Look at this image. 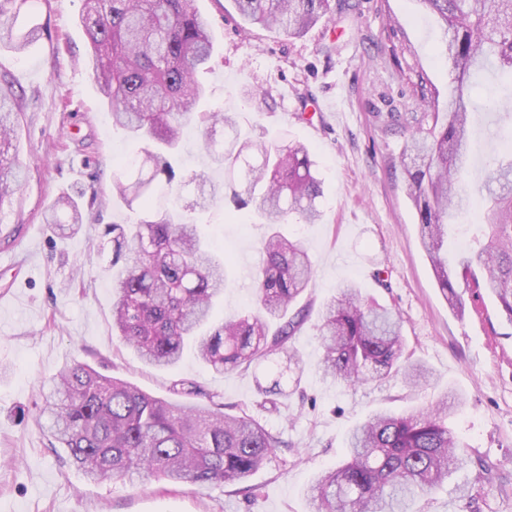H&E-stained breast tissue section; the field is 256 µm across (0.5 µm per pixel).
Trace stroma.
<instances>
[{
    "instance_id": "stroma-1",
    "label": "stroma",
    "mask_w": 512,
    "mask_h": 512,
    "mask_svg": "<svg viewBox=\"0 0 512 512\" xmlns=\"http://www.w3.org/2000/svg\"><path fill=\"white\" fill-rule=\"evenodd\" d=\"M196 7L214 38L211 67L199 76L203 108L231 113L239 129L265 142L304 144L319 163L320 221L282 227L303 243L314 267L302 296L309 317L289 343L300 380L286 382L277 410L269 411L260 388L286 365L285 355L221 374L191 347L159 369L119 343L110 227L133 215L105 199L135 143L113 126L85 65L83 0H39L41 40L21 55L0 51V81L23 105L16 149L22 186L0 205V512H309L305 490L344 460L349 429L371 412L405 413L449 390L463 400L449 425L473 463L418 498L417 512H512V322L482 288L465 289L463 311L448 304L400 175L403 139L376 118L416 110L418 75L447 94L434 21L417 0H358L353 12L289 37L246 26L232 0H196ZM470 93V165L459 189L474 196L489 157L512 140V116L502 111L512 104V86L488 68ZM489 97L500 111H483ZM176 171L227 177L194 128L184 135ZM64 194L82 213L72 233L43 221ZM196 219L231 280L214 318L238 316L254 304L249 273L262 260L268 227L252 207L234 211L220 200ZM347 281L400 314L407 350L431 372L427 382L412 388L394 376L348 388L323 376L319 311ZM76 363L159 397L173 382L194 383L217 395L226 413L253 416L285 445L234 486L90 481L36 420L43 388Z\"/></svg>"
}]
</instances>
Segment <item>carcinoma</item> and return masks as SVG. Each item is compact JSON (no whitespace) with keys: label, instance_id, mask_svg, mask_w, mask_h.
<instances>
[{"label":"carcinoma","instance_id":"cac0c4a2","mask_svg":"<svg viewBox=\"0 0 512 512\" xmlns=\"http://www.w3.org/2000/svg\"><path fill=\"white\" fill-rule=\"evenodd\" d=\"M35 0H0V50L23 53L43 28L19 22ZM194 0H84L80 22L90 45L86 65L112 112V123L144 143L113 175L112 198L136 214L132 228L112 225V264L125 261L112 283V328L121 343L156 367L167 368L194 343L217 372L259 364L288 349L305 321L295 308L314 275L308 253L277 225L320 219L318 164L303 145L267 144L239 135L220 111L197 112L206 89L213 40ZM243 21L301 36L347 0H233ZM443 27L442 57L451 82L448 105L419 77V112H379L385 126L407 134L401 158L407 196L419 216L420 240L449 305L464 308L466 286L488 290L512 321V150L494 158L489 181L472 200L456 190L468 158L471 113L463 85L488 60L512 82V0H419ZM22 105L0 87V206L19 188L14 135ZM198 123L205 149L227 170V183L209 184L176 173L167 155L184 128ZM198 184L199 198L183 210L154 203ZM226 196L237 208L254 205L269 231L262 264L251 275L257 310L209 326L227 286L224 260L200 239L189 213ZM484 212L477 245L461 258L448 252V228L470 206ZM45 221L60 231L82 223L71 198L55 200ZM324 376L351 387L403 375L417 386L429 377L405 351L398 315L368 301L353 283L341 287L321 314ZM170 398L104 375L87 364L55 377L38 417L43 431L66 449L93 481L138 477L173 485H235L262 468L284 445L252 416L229 415L217 403L189 404L197 387L171 386ZM448 396L406 414L377 411L354 426L346 460L308 489L311 512H411L416 498L443 485L470 463L448 427Z\"/></svg>","mask_w":512,"mask_h":512}]
</instances>
